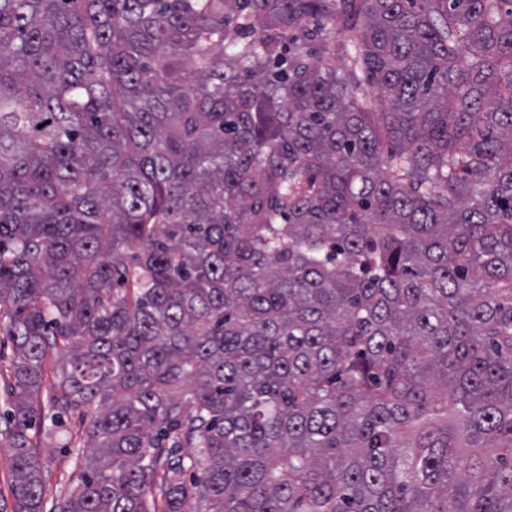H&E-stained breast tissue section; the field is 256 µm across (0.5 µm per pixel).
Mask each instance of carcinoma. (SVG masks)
I'll use <instances>...</instances> for the list:
<instances>
[{"instance_id":"cac0c4a2","label":"carcinoma","mask_w":512,"mask_h":512,"mask_svg":"<svg viewBox=\"0 0 512 512\" xmlns=\"http://www.w3.org/2000/svg\"><path fill=\"white\" fill-rule=\"evenodd\" d=\"M0 330L12 512H512V0H0ZM78 420L71 413L61 414L57 433L53 441L38 443L36 452L45 461L43 482L45 485L43 511H55L59 499L64 498L70 488L78 483L79 469L76 467V455L82 448L75 442Z\"/></svg>"}]
</instances>
